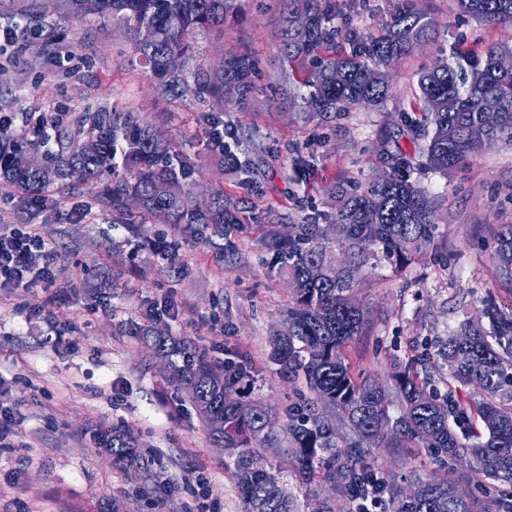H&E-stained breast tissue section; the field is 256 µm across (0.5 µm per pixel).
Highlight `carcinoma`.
<instances>
[{
    "label": "carcinoma",
    "mask_w": 512,
    "mask_h": 512,
    "mask_svg": "<svg viewBox=\"0 0 512 512\" xmlns=\"http://www.w3.org/2000/svg\"><path fill=\"white\" fill-rule=\"evenodd\" d=\"M238 2L67 0V6L77 13L119 20L131 35L140 63L160 80L163 93L218 103L233 98L243 110L255 95L251 56H229L224 78L218 79L194 63L191 43L198 31L224 30V21L238 12ZM325 2L281 0L284 59L308 63L296 73L310 87L306 107L326 114L347 104L379 102L389 87L383 69L431 37L426 14L402 10L381 35L353 44L350 54L325 57L321 51L336 39L334 12ZM460 5L480 22L512 23V0H460ZM144 27L153 34L149 43L140 39ZM507 51L506 46H492L468 70L439 64L419 75L425 124L416 127L414 135L426 141L423 153L430 168L460 169L496 143L512 142V71L495 67V58ZM172 54L183 58L182 70L166 67ZM296 74L291 72L288 78ZM484 94H494L500 101V110L492 117L477 109ZM204 119L210 155L229 173L242 170L245 162L222 141L233 135L221 132L220 116L211 112ZM49 141L39 130L37 141L25 148L0 131V182L37 194L54 184L95 180L102 184L101 201L112 209L118 224H144L150 219L183 224L185 231L204 236L224 234V225L233 220L231 205L221 192L194 207L167 196L172 182L190 193L197 160L178 153L132 112H86L76 132L56 135L57 149L40 151ZM407 165L406 158L393 156L389 170L370 190L338 188L336 241L314 221L295 225L288 237L275 229L267 234L279 270L297 285L285 319L288 335L277 330L268 337L270 359L281 373L303 377L313 393L298 394L288 408L291 446L286 454L303 480L323 477L360 502L379 500L383 512H475L473 497H457L455 483L433 473L414 477L418 496L402 497L399 488L377 475L365 446L384 437L397 448L417 442L439 466L450 459H467L482 480L512 485V314L488 299L483 311L488 326L469 320L437 341L441 365L455 381L472 389V398L427 390L419 382L421 360L413 359L394 375L401 403L396 417L390 413L388 391L357 376L345 352L346 344L361 333L364 314L351 298L354 266L336 265L331 257L335 244H344L355 261L377 252L402 268L435 240L434 206L425 191L401 173ZM492 259L500 280L512 284V224L500 226ZM141 335L165 354L170 373L191 386L187 396L217 440L238 449L236 477L246 512H296L294 498L257 451L271 437L276 416L258 400L245 401L252 388L251 367L243 361L221 366L194 341L168 333L160 336L153 326L142 329ZM235 400L246 402L250 417L234 411ZM322 405L336 409L337 423L321 418ZM472 417L479 421L481 433L465 446L453 426ZM97 439L112 457V466L152 474L155 459L130 433L104 427Z\"/></svg>",
    "instance_id": "cac0c4a2"
}]
</instances>
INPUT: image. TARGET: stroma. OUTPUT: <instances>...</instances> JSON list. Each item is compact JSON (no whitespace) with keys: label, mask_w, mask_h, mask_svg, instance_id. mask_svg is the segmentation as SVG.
Listing matches in <instances>:
<instances>
[{"label":"stroma","mask_w":512,"mask_h":512,"mask_svg":"<svg viewBox=\"0 0 512 512\" xmlns=\"http://www.w3.org/2000/svg\"><path fill=\"white\" fill-rule=\"evenodd\" d=\"M33 0H0V120L32 137L42 124L72 132L88 110L134 112L177 150L202 153L200 120L207 101L160 93L144 72L128 31L108 17L78 15L56 0L37 22L21 13ZM337 45L382 33L393 15L414 8L434 23L429 42L392 63L387 96L374 106L313 116L308 88L290 84L283 61L278 0H243L223 31L193 37L196 61L218 66L228 53L255 57L254 80L266 91L246 109L225 103L230 145L246 171L227 174L203 158L197 194L223 191L236 220L205 239L171 224H117L98 185L73 182L28 195L0 184V231L34 229L51 247L26 257L28 273L51 265L55 276L30 288H0V411L13 412L0 442V512H97L117 498L127 512H245L233 454L220 448L187 396L163 374V363L136 327L157 323L192 339L220 362L244 361L253 396L284 419L303 380L280 375L267 340L285 318L291 292L264 246L270 226L332 215L331 187L368 188L387 169L388 153L411 163L410 175L436 207L434 249L398 269L369 255L353 296L366 311L361 336L346 346L356 373L386 385L394 364L434 357L436 342L482 316L487 299L512 312V286L491 261L501 225L512 224V145L498 143L461 171L425 164L409 126L421 119L420 73L440 63H476L493 44L512 47V25L488 26L461 12L458 0H335ZM107 279V294L84 283ZM101 425L121 427L149 450L151 478L113 469L93 438ZM289 437L275 427L260 453L293 495L299 512L329 502L355 505L331 483L300 484L284 455ZM381 472L398 487L434 471L424 449H373Z\"/></svg>","instance_id":"1"}]
</instances>
